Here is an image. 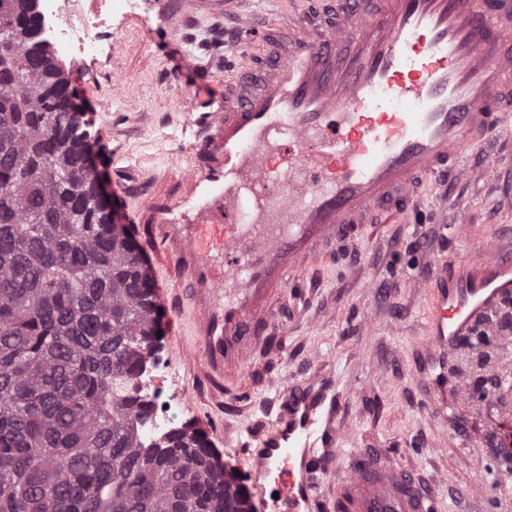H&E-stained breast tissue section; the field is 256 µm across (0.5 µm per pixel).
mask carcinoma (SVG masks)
<instances>
[{
	"label": "carcinoma",
	"instance_id": "cac0c4a2",
	"mask_svg": "<svg viewBox=\"0 0 512 512\" xmlns=\"http://www.w3.org/2000/svg\"><path fill=\"white\" fill-rule=\"evenodd\" d=\"M35 2L0 0V512H239L202 434L138 436L151 283L84 166Z\"/></svg>",
	"mask_w": 512,
	"mask_h": 512
}]
</instances>
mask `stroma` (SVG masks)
<instances>
[{
    "label": "stroma",
    "mask_w": 512,
    "mask_h": 512,
    "mask_svg": "<svg viewBox=\"0 0 512 512\" xmlns=\"http://www.w3.org/2000/svg\"><path fill=\"white\" fill-rule=\"evenodd\" d=\"M97 43L81 63H57L89 123L115 221L137 238L141 203L175 195L192 164L188 111L218 109L224 71L252 40L196 0H116L112 33ZM501 151L492 181L449 184L447 224L432 223L437 203L427 192L417 223L361 225L334 259L313 265L269 348L248 354L241 385L206 375L189 309L160 306L169 390L222 462L247 475L287 385L325 382L336 394L341 453L322 493L346 476V450L380 448L431 487L436 512H512V480L495 451L512 437V397L438 405L426 372L429 296L419 286L431 261H447L455 275L489 253L512 257V145Z\"/></svg>",
    "instance_id": "obj_1"
}]
</instances>
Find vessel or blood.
<instances>
[{"instance_id":"1","label":"vessel or blood","mask_w":512,"mask_h":512,"mask_svg":"<svg viewBox=\"0 0 512 512\" xmlns=\"http://www.w3.org/2000/svg\"><path fill=\"white\" fill-rule=\"evenodd\" d=\"M260 47L224 78V102L197 118L195 160L178 195L151 198L143 245L193 313L214 378H244L245 353L275 308L358 224H408L429 181L487 179L512 121V0H292ZM478 166L463 164L466 153ZM482 276L424 285L430 370L512 293V260ZM319 443H311L312 434ZM333 409L290 385L256 472L274 512L320 503L312 463L334 455ZM334 512H434L416 474L360 448L336 485Z\"/></svg>"}]
</instances>
